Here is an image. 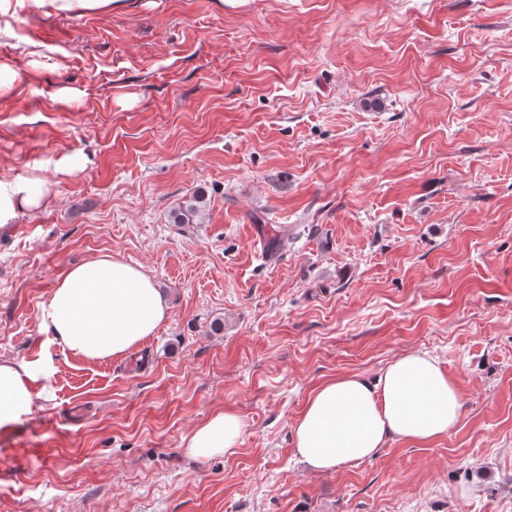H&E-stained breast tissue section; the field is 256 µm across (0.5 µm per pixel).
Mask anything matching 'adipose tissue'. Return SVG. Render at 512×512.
I'll return each mask as SVG.
<instances>
[{"mask_svg": "<svg viewBox=\"0 0 512 512\" xmlns=\"http://www.w3.org/2000/svg\"><path fill=\"white\" fill-rule=\"evenodd\" d=\"M53 184L38 173L0 178V224L14 223L50 202ZM169 316L154 279L142 267L110 255L70 266L43 308L45 328L91 361L124 356L144 344ZM35 375L0 362V429L27 417ZM461 393L429 353L416 351L386 365L377 376L342 375L309 395L295 423V451L318 472L374 456L390 441L428 445L449 435L461 418ZM243 422L232 412L210 416L183 441L195 459L236 454Z\"/></svg>", "mask_w": 512, "mask_h": 512, "instance_id": "obj_1", "label": "adipose tissue"}]
</instances>
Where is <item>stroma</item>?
<instances>
[{
	"label": "stroma",
	"mask_w": 512,
	"mask_h": 512,
	"mask_svg": "<svg viewBox=\"0 0 512 512\" xmlns=\"http://www.w3.org/2000/svg\"><path fill=\"white\" fill-rule=\"evenodd\" d=\"M7 24L0 176L55 194L0 226V362L36 373L0 512H512V0H23ZM102 254L170 312L88 362L41 311ZM415 351L460 389L451 435L297 460L315 387ZM224 410L238 452L188 458ZM39 6L61 16H83L112 11L122 0H36Z\"/></svg>",
	"instance_id": "obj_1"
}]
</instances>
